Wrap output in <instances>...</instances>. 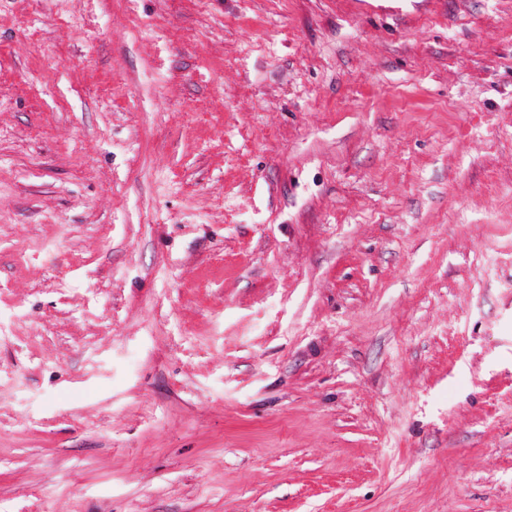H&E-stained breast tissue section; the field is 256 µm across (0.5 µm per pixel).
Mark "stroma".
Instances as JSON below:
<instances>
[{
	"instance_id": "35a3bbf8",
	"label": "stroma",
	"mask_w": 512,
	"mask_h": 512,
	"mask_svg": "<svg viewBox=\"0 0 512 512\" xmlns=\"http://www.w3.org/2000/svg\"><path fill=\"white\" fill-rule=\"evenodd\" d=\"M0 512H512V0H0Z\"/></svg>"
}]
</instances>
